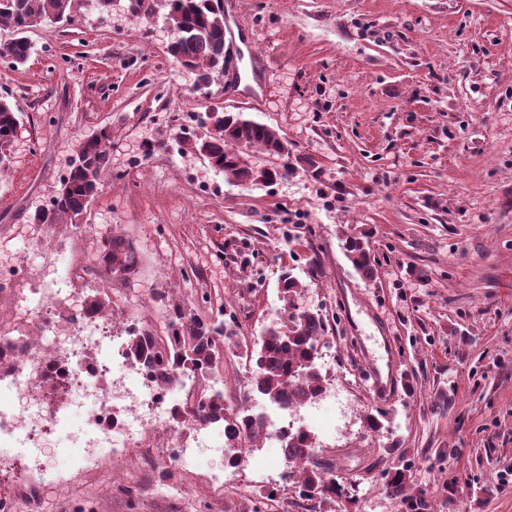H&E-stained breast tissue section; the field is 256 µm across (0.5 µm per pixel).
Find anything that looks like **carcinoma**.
Wrapping results in <instances>:
<instances>
[{"label":"carcinoma","instance_id":"obj_1","mask_svg":"<svg viewBox=\"0 0 512 512\" xmlns=\"http://www.w3.org/2000/svg\"><path fill=\"white\" fill-rule=\"evenodd\" d=\"M72 2L0 0V24H8L15 32L12 41L0 44V59L13 64L26 62L31 46L25 33L47 18H69ZM166 5L173 32L167 51L172 59L195 70L204 86L224 75L223 0H166ZM126 9L135 17L149 16L154 11V0H127ZM209 119L207 132L193 141V148L200 154L207 153L217 170L239 183L251 180L250 173L235 162L242 148L259 147L271 152L286 143L278 131L245 117L242 112L214 111ZM18 127L17 106L0 100L1 174L7 171L8 162L4 146ZM111 142L112 130L108 128H101L99 133L81 141V165L69 170L50 207L35 214V223L53 227L73 225L86 214L110 167L108 144ZM345 251L358 273L367 279L374 278L375 258L362 239L347 238ZM96 257L105 273L118 280L132 276L139 264L133 242L118 233L108 237ZM279 294L288 319L270 325L251 349L240 342L236 323L224 319V305L202 316L192 305L178 301L165 304L170 321L163 333L148 330L128 337V355L132 361L154 368L163 384L185 390L186 410L200 418L223 421L230 441L242 429L248 431V438L254 443L262 434L252 426L256 415L248 408L253 393L264 396L271 404L280 403L286 397L304 404L320 396L325 384L318 366V345L326 336L325 317L318 310L297 308L300 287L293 276H283ZM82 303L88 311L101 314L109 309L112 298L98 291L83 295ZM231 348L244 349L251 365L241 405L235 409L225 406L223 391L213 385V377L224 365V353ZM288 464L297 468L298 495L311 503L309 512H336V504L341 502L342 510L348 512L356 505V498L333 474V465L316 459L309 433L296 431L288 435ZM386 492L390 498L400 501L404 512H434L432 496L413 483L410 469L405 465L394 468ZM251 503V512L269 510L277 505V493L259 489L253 493Z\"/></svg>","mask_w":512,"mask_h":512}]
</instances>
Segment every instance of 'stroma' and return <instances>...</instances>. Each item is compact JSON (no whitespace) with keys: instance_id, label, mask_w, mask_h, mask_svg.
Here are the masks:
<instances>
[{"instance_id":"obj_1","label":"stroma","mask_w":512,"mask_h":512,"mask_svg":"<svg viewBox=\"0 0 512 512\" xmlns=\"http://www.w3.org/2000/svg\"><path fill=\"white\" fill-rule=\"evenodd\" d=\"M254 53L227 61L263 77L254 103L196 87L162 34L167 9L136 18L122 0H74L71 21L31 28L28 61L0 62V95L20 111L0 176V246L16 250L55 196L80 142L112 130V165L84 218L132 239L139 267L112 284V303L147 311L153 297L209 306L220 293L242 335L279 320L282 273L301 306L327 318L323 371L343 403L306 426L338 480L358 488L356 512H402L381 474L396 445L435 512H512V0H235ZM244 112L290 148L285 179L241 184L184 139L191 112ZM161 151L145 154V143ZM222 185L207 196L199 183ZM367 235L374 279L347 258ZM397 392L378 401L377 374ZM452 403L433 411L437 393ZM389 414L374 433L364 416ZM38 512H224L205 483L163 497L129 454L44 482Z\"/></svg>"}]
</instances>
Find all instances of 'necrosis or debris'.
I'll return each mask as SVG.
<instances>
[{
	"instance_id": "obj_1",
	"label": "necrosis or debris",
	"mask_w": 512,
	"mask_h": 512,
	"mask_svg": "<svg viewBox=\"0 0 512 512\" xmlns=\"http://www.w3.org/2000/svg\"><path fill=\"white\" fill-rule=\"evenodd\" d=\"M31 242L50 261L45 273L24 261L0 265V306L28 301L39 311L24 331L0 317V445L43 450L55 464L47 474L54 481L93 464L117 465L132 448L167 470L198 468L200 448L223 436V427L177 419L171 390L115 348L99 316L63 305L61 288L80 287L84 260L53 263L45 225ZM58 385L77 405L74 420L45 410ZM187 429L192 439H183Z\"/></svg>"
}]
</instances>
